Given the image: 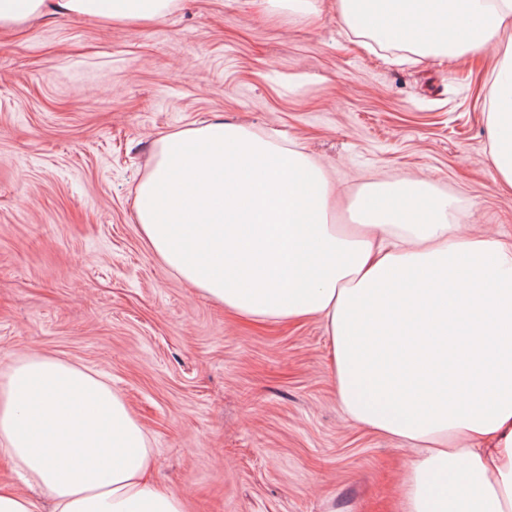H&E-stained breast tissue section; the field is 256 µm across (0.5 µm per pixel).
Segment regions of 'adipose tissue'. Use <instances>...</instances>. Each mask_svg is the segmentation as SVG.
Here are the masks:
<instances>
[{"label": "adipose tissue", "mask_w": 512, "mask_h": 512, "mask_svg": "<svg viewBox=\"0 0 512 512\" xmlns=\"http://www.w3.org/2000/svg\"><path fill=\"white\" fill-rule=\"evenodd\" d=\"M176 0H0V29L47 5L110 25ZM382 47L435 57L499 46L485 86L490 156L512 192V0H336ZM331 189L302 151L213 122L162 138L139 182L143 237L211 300L254 319L321 318L352 422L416 448L403 512H512V240L474 235L427 182L365 186L355 221H329ZM0 457L49 512H185L154 484L152 450L97 373L30 355L0 372Z\"/></svg>", "instance_id": "1"}]
</instances>
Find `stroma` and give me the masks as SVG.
<instances>
[{
    "mask_svg": "<svg viewBox=\"0 0 512 512\" xmlns=\"http://www.w3.org/2000/svg\"><path fill=\"white\" fill-rule=\"evenodd\" d=\"M313 3L178 0L148 23L0 33V369L39 353L100 373L187 512H402L416 452L347 418L321 319L232 317L153 253L133 199L162 137L278 134L327 174L336 224L365 185L413 179L470 231L512 236L491 59L370 51L336 0Z\"/></svg>",
    "mask_w": 512,
    "mask_h": 512,
    "instance_id": "1",
    "label": "stroma"
}]
</instances>
